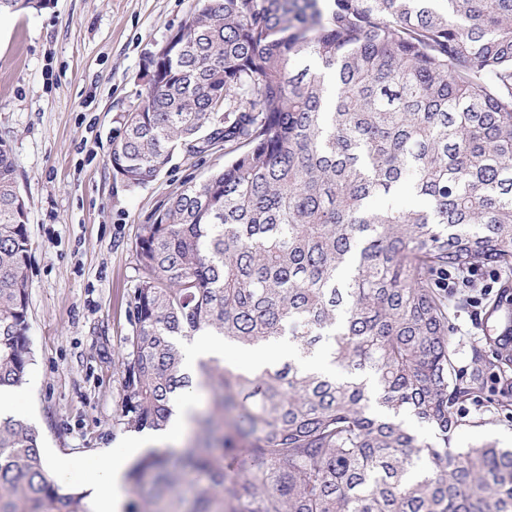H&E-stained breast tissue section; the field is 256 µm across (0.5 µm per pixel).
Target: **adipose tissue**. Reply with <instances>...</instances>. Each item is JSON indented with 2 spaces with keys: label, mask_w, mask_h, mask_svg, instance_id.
I'll list each match as a JSON object with an SVG mask.
<instances>
[{
  "label": "adipose tissue",
  "mask_w": 512,
  "mask_h": 512,
  "mask_svg": "<svg viewBox=\"0 0 512 512\" xmlns=\"http://www.w3.org/2000/svg\"><path fill=\"white\" fill-rule=\"evenodd\" d=\"M184 369L195 374L199 362L205 360H232L236 364L259 370L267 365L295 358L290 344L274 343L259 349L237 347L227 344L223 337L202 334L182 342ZM150 438H133L123 441L122 450L112 458L97 465L91 479L92 489L89 504L92 512H122L124 504V475L130 463L153 446Z\"/></svg>",
  "instance_id": "adipose-tissue-1"
}]
</instances>
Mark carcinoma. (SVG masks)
I'll list each match as a JSON object with an SVG mask.
<instances>
[{
  "label": "carcinoma",
  "instance_id": "cac0c4a2",
  "mask_svg": "<svg viewBox=\"0 0 512 512\" xmlns=\"http://www.w3.org/2000/svg\"><path fill=\"white\" fill-rule=\"evenodd\" d=\"M181 31L110 163L139 187L177 149L232 160L143 225L121 415L162 430L171 397L203 383L212 404L193 421L222 436L147 449L124 512H512V448L450 447L486 359L455 373L446 292L450 270L512 268V0H198ZM402 188L423 205L376 204ZM18 194L0 139V388L30 364ZM199 334L286 339L297 358L249 373L201 362L193 378L179 341ZM488 346L512 368V335ZM317 353L341 373L309 368ZM0 512H88L13 419Z\"/></svg>",
  "mask_w": 512,
  "mask_h": 512
}]
</instances>
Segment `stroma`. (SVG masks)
<instances>
[{
	"label": "stroma",
	"instance_id": "stroma-1",
	"mask_svg": "<svg viewBox=\"0 0 512 512\" xmlns=\"http://www.w3.org/2000/svg\"><path fill=\"white\" fill-rule=\"evenodd\" d=\"M197 0H50L0 14V139L12 147L31 243L27 336L32 361L16 417L39 435L44 459L70 464L64 485L84 490L98 459L116 453L121 362L133 327L128 299L138 282L136 239L158 206L187 179L223 167V151L175 153L136 188L109 157L120 116L136 109L151 60ZM448 291L456 371L469 374L486 345L490 307L512 298V272L496 277L478 307ZM485 391L462 406L451 447L512 448V405Z\"/></svg>",
	"mask_w": 512,
	"mask_h": 512
}]
</instances>
